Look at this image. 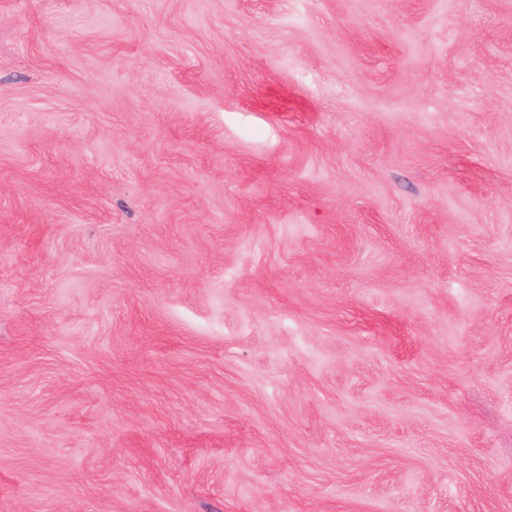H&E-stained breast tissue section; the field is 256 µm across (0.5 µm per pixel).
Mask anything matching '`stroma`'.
Listing matches in <instances>:
<instances>
[{
    "label": "stroma",
    "instance_id": "stroma-1",
    "mask_svg": "<svg viewBox=\"0 0 512 512\" xmlns=\"http://www.w3.org/2000/svg\"><path fill=\"white\" fill-rule=\"evenodd\" d=\"M0 512H512V0H0Z\"/></svg>",
    "mask_w": 512,
    "mask_h": 512
}]
</instances>
